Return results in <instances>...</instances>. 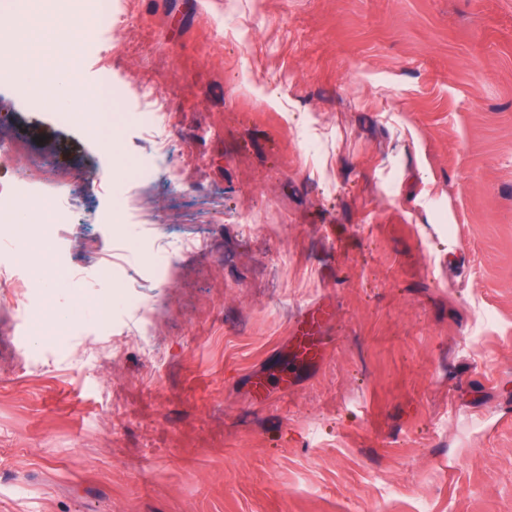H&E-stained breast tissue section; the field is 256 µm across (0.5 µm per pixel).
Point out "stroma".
<instances>
[{
  "label": "stroma",
  "instance_id": "obj_1",
  "mask_svg": "<svg viewBox=\"0 0 512 512\" xmlns=\"http://www.w3.org/2000/svg\"><path fill=\"white\" fill-rule=\"evenodd\" d=\"M75 35L77 82L127 103L93 139L7 90L0 120L60 147L87 232L212 249L143 289L146 345L66 245L78 282L29 272L61 336L0 304V512H512V0H120ZM141 99L145 109L141 112L140 124L144 134L155 139L156 149L149 160H145L139 165L135 173L136 178L146 176L152 165L161 164L166 157L165 143L155 136L159 112L162 109V100L155 92L147 88L143 89ZM319 317L311 316L302 318L296 322V331L293 340L296 358L306 365L321 355V345L316 341Z\"/></svg>",
  "mask_w": 512,
  "mask_h": 512
}]
</instances>
